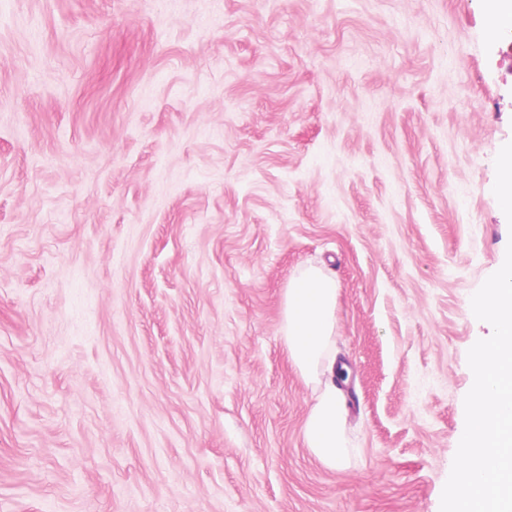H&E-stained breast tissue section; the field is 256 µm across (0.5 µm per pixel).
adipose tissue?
I'll return each instance as SVG.
<instances>
[{"label":"adipose tissue","mask_w":512,"mask_h":512,"mask_svg":"<svg viewBox=\"0 0 512 512\" xmlns=\"http://www.w3.org/2000/svg\"><path fill=\"white\" fill-rule=\"evenodd\" d=\"M338 286L317 268L293 277L285 292L282 335L289 357L318 394L305 423L307 448L325 466L346 464L345 400L336 385L335 335Z\"/></svg>","instance_id":"1"}]
</instances>
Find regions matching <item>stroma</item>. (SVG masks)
<instances>
[{
	"instance_id": "1",
	"label": "stroma",
	"mask_w": 512,
	"mask_h": 512,
	"mask_svg": "<svg viewBox=\"0 0 512 512\" xmlns=\"http://www.w3.org/2000/svg\"><path fill=\"white\" fill-rule=\"evenodd\" d=\"M485 0H0V512H440L512 44ZM338 283L351 456L289 281ZM338 286L317 268L293 277L285 292L282 338L303 378L316 386V403L305 423L307 448L325 466L346 464L345 400L336 386L335 338ZM323 378L325 380L323 381Z\"/></svg>"
}]
</instances>
